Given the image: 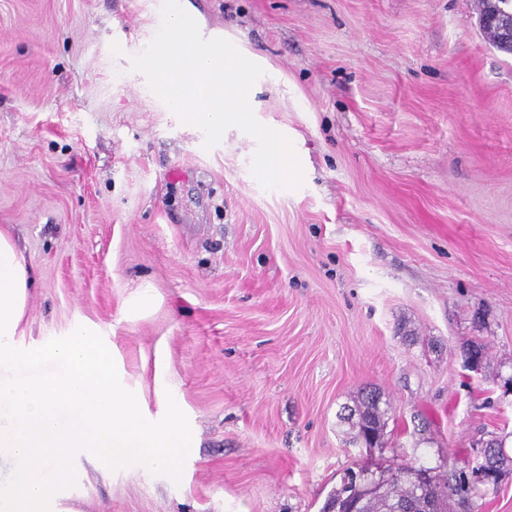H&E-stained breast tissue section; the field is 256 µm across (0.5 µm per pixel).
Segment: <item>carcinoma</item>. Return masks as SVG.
Returning <instances> with one entry per match:
<instances>
[{"label": "carcinoma", "mask_w": 512, "mask_h": 512, "mask_svg": "<svg viewBox=\"0 0 512 512\" xmlns=\"http://www.w3.org/2000/svg\"><path fill=\"white\" fill-rule=\"evenodd\" d=\"M480 2L483 5L481 14L493 8L512 22V0ZM387 414L381 393L365 390L357 395L353 404L342 406L337 417L340 423L348 426L346 434L350 442L362 447L374 440L377 447L383 449L388 445ZM485 445L489 451L477 467L497 480L512 458L505 452L501 440L491 439ZM470 467L471 462L465 460L461 467L441 474L437 468L416 459L348 468L341 476L340 484L329 495L325 509L342 512L351 500L357 499L360 512H425L429 506L433 512H448V500L453 496L472 500L485 495L486 486L468 480L466 470Z\"/></svg>", "instance_id": "1"}]
</instances>
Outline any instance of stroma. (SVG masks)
<instances>
[{"label": "stroma", "mask_w": 512, "mask_h": 512, "mask_svg": "<svg viewBox=\"0 0 512 512\" xmlns=\"http://www.w3.org/2000/svg\"><path fill=\"white\" fill-rule=\"evenodd\" d=\"M181 3L263 67L249 102L298 188L132 71L144 0H0V225L38 276L18 342L95 327L141 413L195 439L176 483L76 459L65 512H321L370 459L337 419L365 388L384 459L512 456V55L478 0Z\"/></svg>", "instance_id": "stroma-1"}]
</instances>
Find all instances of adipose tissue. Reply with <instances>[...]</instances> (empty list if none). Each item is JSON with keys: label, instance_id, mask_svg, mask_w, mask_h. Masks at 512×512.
<instances>
[{"label": "adipose tissue", "instance_id": "1", "mask_svg": "<svg viewBox=\"0 0 512 512\" xmlns=\"http://www.w3.org/2000/svg\"><path fill=\"white\" fill-rule=\"evenodd\" d=\"M35 282L0 226V456L15 463L0 482V512H54L48 478L78 456L115 466L134 458L179 481V457L192 445L179 415L161 425L142 418L93 330L34 350L14 345Z\"/></svg>", "mask_w": 512, "mask_h": 512}]
</instances>
